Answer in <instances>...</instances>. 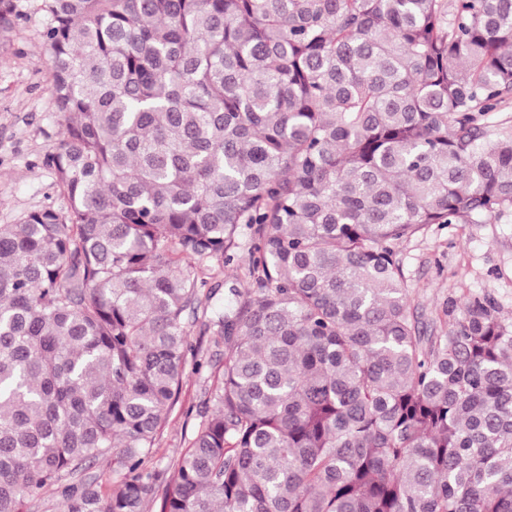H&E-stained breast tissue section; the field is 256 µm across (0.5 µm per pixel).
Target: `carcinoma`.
Masks as SVG:
<instances>
[{"label": "carcinoma", "instance_id": "1", "mask_svg": "<svg viewBox=\"0 0 512 512\" xmlns=\"http://www.w3.org/2000/svg\"><path fill=\"white\" fill-rule=\"evenodd\" d=\"M41 7L68 206L0 224V512H144L198 269L244 226L255 287L212 321L164 512H512V321L424 326L395 251L512 215V0Z\"/></svg>", "mask_w": 512, "mask_h": 512}]
</instances>
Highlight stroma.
<instances>
[{
  "label": "stroma",
  "mask_w": 512,
  "mask_h": 512,
  "mask_svg": "<svg viewBox=\"0 0 512 512\" xmlns=\"http://www.w3.org/2000/svg\"><path fill=\"white\" fill-rule=\"evenodd\" d=\"M51 17L39 0H29L14 22L11 48L0 54V224L27 213L66 208L46 157L60 138V118L49 93L46 32ZM253 248L243 235L233 262L207 275L196 310L187 314L189 340L198 364H187L178 400L159 430L146 464L160 474L161 492L145 512H162L163 493L172 484L175 464L203 417L215 407L213 395L224 372V342L205 330L207 313L234 303V289L251 287ZM411 308L418 320L458 319L474 297L490 300L500 316L512 319V216L485 224H432L395 247Z\"/></svg>",
  "instance_id": "stroma-1"
}]
</instances>
